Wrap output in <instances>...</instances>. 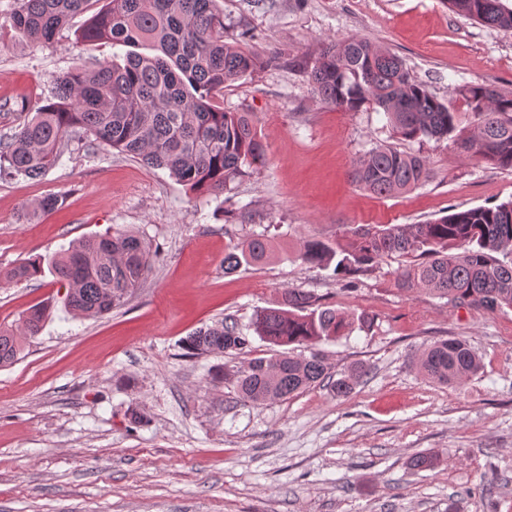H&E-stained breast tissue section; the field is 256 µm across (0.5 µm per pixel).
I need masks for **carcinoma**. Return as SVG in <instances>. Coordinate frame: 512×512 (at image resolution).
<instances>
[{
    "mask_svg": "<svg viewBox=\"0 0 512 512\" xmlns=\"http://www.w3.org/2000/svg\"><path fill=\"white\" fill-rule=\"evenodd\" d=\"M450 10L489 27L512 30V9L502 0H448ZM89 0H18L14 29L38 44H50L70 20L87 10ZM85 45L149 43L157 54L130 55L124 63L75 67L57 81L52 99L15 131L0 138V174L37 180L59 162L70 142L106 146L168 170L191 191L222 195L230 183L263 167L266 155L250 117L226 112L224 86L254 72L272 58L224 40V11L217 0H108L78 32ZM308 82L320 99L356 112L381 107L393 130L409 141L448 139L456 131L455 113L412 79L402 59L357 36L332 41L306 66ZM474 118L473 134L460 148L486 164L512 170V90L471 84L460 89ZM353 179L380 196L403 193L426 183V159L393 145L373 148L360 158ZM59 194L43 196L32 215L63 207ZM273 255L262 235L234 245L224 256L233 271ZM393 256L406 258L397 271L399 291L423 289L448 302L476 310L512 309V199L493 206L451 212L420 224H387L354 234L348 242L303 241L299 259L332 269L337 278L354 277ZM151 244L123 232L82 239L51 260L58 281L74 289L68 310L88 317L119 306L151 271ZM44 261L30 260L10 277L32 279ZM46 309L33 306L18 333L0 331V365L13 363L21 347L17 336H37ZM370 326L323 304L310 293L286 290L275 307L254 313L251 325L276 346L313 345ZM191 356L241 353L249 337L224 322L194 332L183 341ZM432 381L451 384L477 373L480 360L460 338L435 342L415 359ZM366 373L359 366L334 379L322 354L308 357H254L236 370L239 400L261 404L286 398L316 383L330 381L338 396L352 390Z\"/></svg>",
    "mask_w": 512,
    "mask_h": 512,
    "instance_id": "1",
    "label": "carcinoma"
}]
</instances>
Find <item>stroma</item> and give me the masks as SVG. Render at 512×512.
<instances>
[{
    "instance_id": "obj_1",
    "label": "stroma",
    "mask_w": 512,
    "mask_h": 512,
    "mask_svg": "<svg viewBox=\"0 0 512 512\" xmlns=\"http://www.w3.org/2000/svg\"><path fill=\"white\" fill-rule=\"evenodd\" d=\"M224 39L276 62L227 85L224 108L248 113L265 148L260 171L220 198L197 195L167 170L106 147L71 154L37 180L0 177V330L40 305L39 335L0 366V512H512V310L479 311L394 286L397 260L354 285L304 264L305 239L348 241L362 225L418 224L512 199V170L466 156L449 140L398 139L384 112L323 103L304 70L329 40L364 37L400 56L411 77L472 118L461 86L512 90V31L480 25L444 0H218ZM0 0V135L12 133L71 67L123 58L125 48L77 42L76 16L48 46L10 26ZM391 144L425 156L431 177L383 197L351 171ZM65 196L52 214L30 205ZM144 235L156 252L148 277L101 317L64 307L51 273L12 269L105 231ZM262 234L279 256L225 272L234 244ZM322 296L375 317L315 348L331 373H370L346 396L320 383L264 404L240 402L230 375L278 347L255 336L256 309L284 291ZM233 318L242 354L185 357L182 340ZM465 339L481 368L437 384L412 358L435 341ZM144 420L136 423L131 411ZM433 467L410 468L413 456Z\"/></svg>"
}]
</instances>
